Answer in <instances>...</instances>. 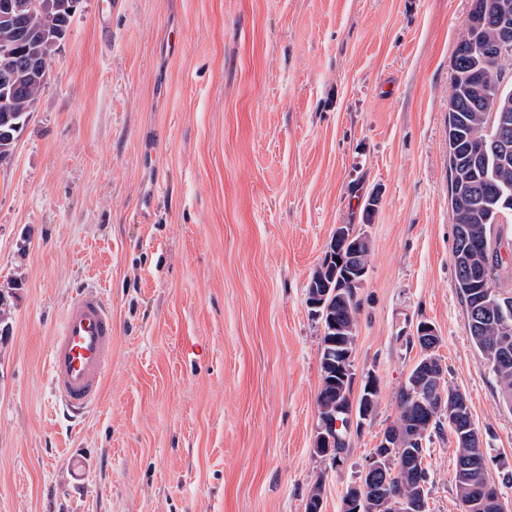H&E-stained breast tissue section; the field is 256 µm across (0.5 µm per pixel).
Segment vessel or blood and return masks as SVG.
Returning <instances> with one entry per match:
<instances>
[{
  "mask_svg": "<svg viewBox=\"0 0 512 512\" xmlns=\"http://www.w3.org/2000/svg\"><path fill=\"white\" fill-rule=\"evenodd\" d=\"M112 308L93 289L76 294L67 305L49 346V383L59 403L76 415L87 413L99 398L112 362Z\"/></svg>",
  "mask_w": 512,
  "mask_h": 512,
  "instance_id": "1",
  "label": "vessel or blood"
}]
</instances>
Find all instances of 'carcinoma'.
<instances>
[{"label": "carcinoma", "mask_w": 512, "mask_h": 512, "mask_svg": "<svg viewBox=\"0 0 512 512\" xmlns=\"http://www.w3.org/2000/svg\"><path fill=\"white\" fill-rule=\"evenodd\" d=\"M80 0H56L58 8L41 11L26 8L9 17L0 16V73L14 75L15 89L10 97V111L0 112V165L14 153L21 131L36 111L46 89L56 46L65 37ZM502 28L492 12L485 13L478 28L466 26L451 59V92L448 106V178L449 203L455 226L453 263L456 288L465 305L467 320L479 313L477 324H468L471 339L482 359L502 344H507L508 361L490 370L500 383L504 401L512 406V330L504 332L501 315L512 314V296L497 288L499 268L503 259L494 237V227L501 217L512 215V201L500 196L486 180L487 165L504 159L512 174V127L498 132L499 113L484 95L494 72L512 67V60L491 61V48ZM370 246L360 241L355 252L345 251L344 264L335 257H325L313 272L308 284V300L323 303L319 308L323 323L320 352L321 388L317 398L321 417L336 415V404L351 393L354 376L336 382V375L327 373L328 352L336 350V330L354 335L357 331V287L350 284L344 272L347 267H367ZM414 387L408 376L399 390L396 426L405 431L416 414L406 408L405 390ZM457 426H448L455 444V488L457 499L466 498L465 465H478L479 444L459 435V430L474 425L470 407L455 419ZM401 448L394 447L381 460L388 480L389 496L378 500L361 512H394L399 500L411 501L427 496L426 471L413 467L393 472Z\"/></svg>", "instance_id": "carcinoma-1"}]
</instances>
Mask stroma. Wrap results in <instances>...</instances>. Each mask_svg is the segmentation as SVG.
<instances>
[{"mask_svg": "<svg viewBox=\"0 0 512 512\" xmlns=\"http://www.w3.org/2000/svg\"><path fill=\"white\" fill-rule=\"evenodd\" d=\"M471 7L80 0L0 166V512H305L317 485L322 512H341L396 420L422 321L512 507V407L452 258L448 95ZM153 135L161 188L137 224ZM339 224L370 244L353 369L378 395L336 462L314 450L323 330L307 286ZM87 287L115 336L100 399L74 420L48 350ZM423 446L426 512H460L450 434Z\"/></svg>", "mask_w": 512, "mask_h": 512, "instance_id": "35a3bbf8", "label": "stroma"}]
</instances>
